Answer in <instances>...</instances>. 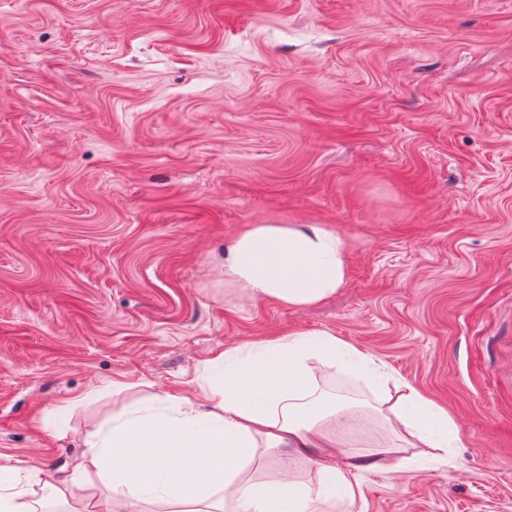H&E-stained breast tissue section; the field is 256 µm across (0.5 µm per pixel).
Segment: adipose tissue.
<instances>
[{
	"label": "adipose tissue",
	"instance_id": "obj_1",
	"mask_svg": "<svg viewBox=\"0 0 512 512\" xmlns=\"http://www.w3.org/2000/svg\"><path fill=\"white\" fill-rule=\"evenodd\" d=\"M222 265L225 285L291 307L322 301L346 277L342 241L318 224L247 225L225 248ZM332 366L364 378L372 400L321 389V370ZM195 385L197 394L167 395L162 411L134 412L113 419L108 432L90 433L77 476L34 469L30 489L13 493L14 470L0 465V512H38L33 486L63 497L92 474L109 492L103 512L148 494L193 504L194 512H215L226 500L235 512H338L356 473L401 471L411 448L447 457L458 437L447 411L327 330L219 354ZM375 419L392 438L360 451L350 428ZM261 448L317 459L326 484L314 490L285 473L242 482Z\"/></svg>",
	"mask_w": 512,
	"mask_h": 512
}]
</instances>
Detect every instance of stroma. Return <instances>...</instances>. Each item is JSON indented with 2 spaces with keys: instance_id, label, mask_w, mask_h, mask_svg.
Returning a JSON list of instances; mask_svg holds the SVG:
<instances>
[{
  "instance_id": "stroma-1",
  "label": "stroma",
  "mask_w": 512,
  "mask_h": 512,
  "mask_svg": "<svg viewBox=\"0 0 512 512\" xmlns=\"http://www.w3.org/2000/svg\"><path fill=\"white\" fill-rule=\"evenodd\" d=\"M320 224L344 285L225 287L250 224ZM328 330L447 410L444 460L343 512H512V0H0V463L246 343ZM314 460L260 450L244 473Z\"/></svg>"
}]
</instances>
